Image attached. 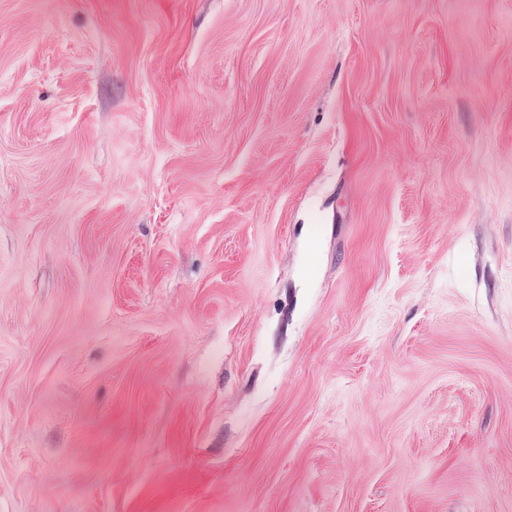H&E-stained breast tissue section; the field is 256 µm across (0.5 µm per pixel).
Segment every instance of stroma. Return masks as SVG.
I'll return each mask as SVG.
<instances>
[{"label": "stroma", "instance_id": "obj_1", "mask_svg": "<svg viewBox=\"0 0 512 512\" xmlns=\"http://www.w3.org/2000/svg\"><path fill=\"white\" fill-rule=\"evenodd\" d=\"M0 512H512V0H0Z\"/></svg>", "mask_w": 512, "mask_h": 512}]
</instances>
